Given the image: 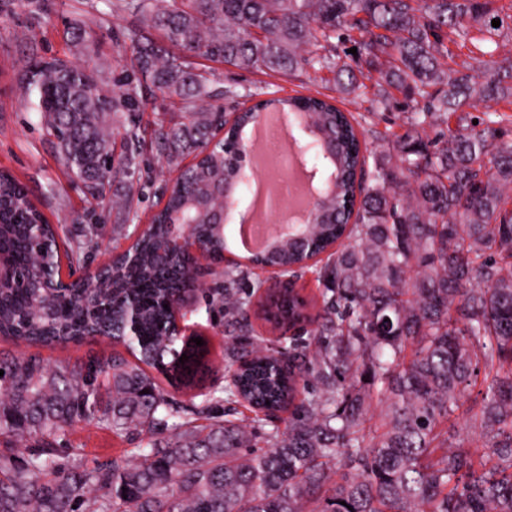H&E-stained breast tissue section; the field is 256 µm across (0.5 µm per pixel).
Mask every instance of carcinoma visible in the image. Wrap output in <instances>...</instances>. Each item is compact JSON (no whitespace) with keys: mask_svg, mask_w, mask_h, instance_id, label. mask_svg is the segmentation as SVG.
I'll return each instance as SVG.
<instances>
[{"mask_svg":"<svg viewBox=\"0 0 512 512\" xmlns=\"http://www.w3.org/2000/svg\"><path fill=\"white\" fill-rule=\"evenodd\" d=\"M47 2L0 0V11L36 13ZM493 2L112 0L164 41L135 38L130 61L105 74L95 37L74 26L75 60H38L22 75L63 173L97 201L111 181L126 184L111 201L123 220L139 217L145 141L177 176L128 258L64 283L62 264L84 266L89 243L60 249L59 228L0 173V246L13 270L0 277V337L43 346L105 334L135 358L96 359L84 371L35 354L0 358V512H512V54H498L512 27L492 26L502 18ZM350 45L354 67L340 56ZM188 53L266 74L327 71L336 91L370 93L379 110L398 93L413 107L380 131L320 92L260 99L217 141L220 100L241 95L231 84L213 92ZM158 92L182 120H160L147 139L140 115ZM271 110L306 114L318 132L311 157L333 155L334 182L301 239L274 240L251 260L287 268L328 252L308 267L322 306L308 315L291 293L261 305L264 320L293 331L273 359L251 322L260 282L225 270L224 418L163 441L184 407L147 369L189 385L207 352L169 332L178 293L197 283L185 277L192 257L167 251L166 221L182 214L223 261L224 229L210 214L224 209L225 180L236 194L248 186L236 180L237 154L246 128ZM131 295L141 323L128 340L112 330ZM481 367L482 403L452 445L448 419ZM244 400L255 407L245 425L231 418ZM92 421L146 447L125 465L65 466L59 438ZM476 437L481 453L469 448ZM15 438L41 450L21 456Z\"/></svg>","mask_w":512,"mask_h":512,"instance_id":"1","label":"carcinoma"}]
</instances>
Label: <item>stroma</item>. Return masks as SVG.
<instances>
[{
	"instance_id": "35a3bbf8",
	"label": "stroma",
	"mask_w": 512,
	"mask_h": 512,
	"mask_svg": "<svg viewBox=\"0 0 512 512\" xmlns=\"http://www.w3.org/2000/svg\"><path fill=\"white\" fill-rule=\"evenodd\" d=\"M47 12L34 15L27 7L0 13V170L10 172L27 188L31 198L49 223L60 225L71 240L93 238L88 265L96 268L108 263L115 251L129 246L140 221L162 207L163 187L172 185L174 175L160 169L155 153L144 151V178L147 186L139 203V221L118 223L112 209L96 204L79 184L62 172L52 137L39 117L23 101L18 82L32 57H71L69 30L78 23L92 27L100 35L106 67L125 62L133 53L131 33L140 29L138 19L113 11L107 0H49ZM193 66L209 70L220 86L236 85L240 93L268 92L279 97L307 93L308 89L335 95L333 83H311L308 74L292 76L240 70L224 62L192 57ZM221 276L206 278L195 291L185 310V323L191 333L207 341L208 369L196 386L167 385V392L180 404L201 403L204 395L218 394L224 388V309L219 300ZM123 345L100 337L82 343L55 344L39 348L38 353L52 366L72 370L86 368L90 362L112 354H125ZM138 440L119 436L97 423H79L69 429L55 452L63 463L80 462L94 468L112 462H132Z\"/></svg>"
}]
</instances>
